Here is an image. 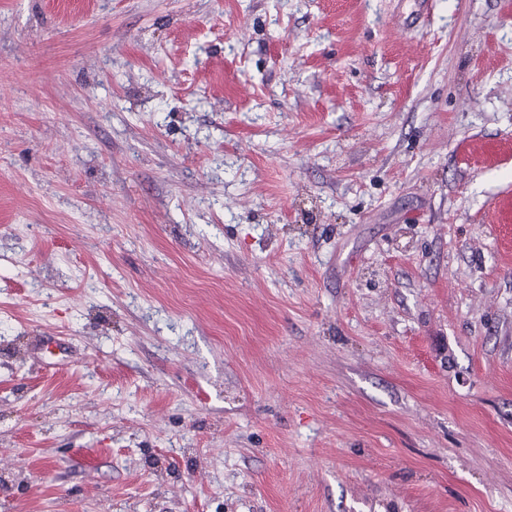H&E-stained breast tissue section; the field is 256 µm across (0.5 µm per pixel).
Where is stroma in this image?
<instances>
[{
  "label": "stroma",
  "instance_id": "stroma-1",
  "mask_svg": "<svg viewBox=\"0 0 512 512\" xmlns=\"http://www.w3.org/2000/svg\"><path fill=\"white\" fill-rule=\"evenodd\" d=\"M0 512H512V0H0Z\"/></svg>",
  "mask_w": 512,
  "mask_h": 512
}]
</instances>
